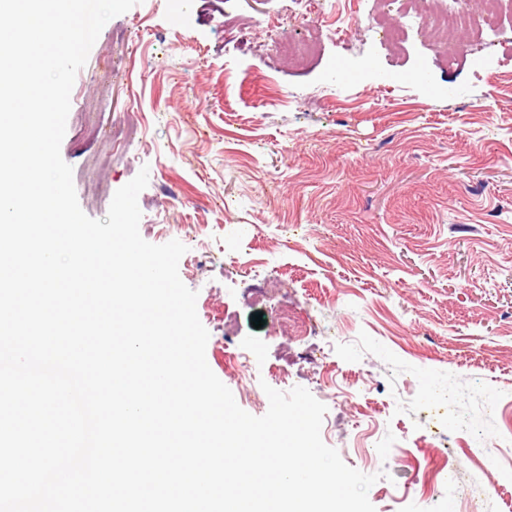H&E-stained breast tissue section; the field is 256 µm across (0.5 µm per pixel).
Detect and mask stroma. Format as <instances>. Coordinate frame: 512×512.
Instances as JSON below:
<instances>
[{
    "label": "stroma",
    "mask_w": 512,
    "mask_h": 512,
    "mask_svg": "<svg viewBox=\"0 0 512 512\" xmlns=\"http://www.w3.org/2000/svg\"><path fill=\"white\" fill-rule=\"evenodd\" d=\"M472 12L450 55L394 0H141L61 143L94 219L148 167L139 231L186 245L210 368L255 416L308 389L324 443L386 471L376 512H512V24Z\"/></svg>",
    "instance_id": "obj_1"
}]
</instances>
